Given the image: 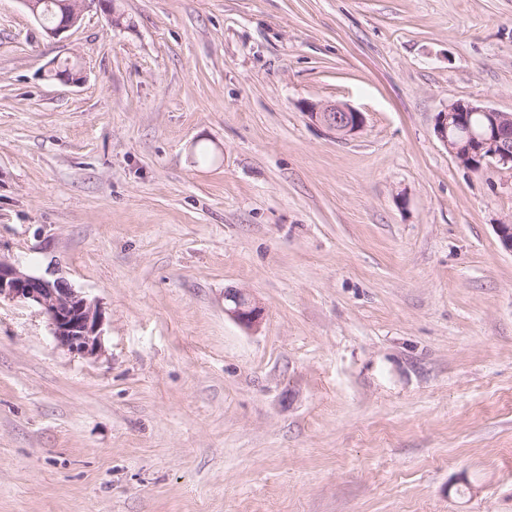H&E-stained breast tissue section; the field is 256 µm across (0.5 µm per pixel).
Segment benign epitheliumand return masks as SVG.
<instances>
[{
	"label": "benign epithelium",
	"mask_w": 512,
	"mask_h": 512,
	"mask_svg": "<svg viewBox=\"0 0 512 512\" xmlns=\"http://www.w3.org/2000/svg\"><path fill=\"white\" fill-rule=\"evenodd\" d=\"M67 16L55 27H44L56 38L78 25L84 11L94 5L109 19L114 10L109 0H68ZM308 115L338 136L358 132L363 116L336 104L306 106ZM435 131L448 152L463 167L478 171L488 165L512 169V113L500 112L479 102L458 101L439 113ZM19 299L39 308L58 344L73 354L93 357L101 352L102 312L82 293L63 280L53 282L27 274L0 260V300ZM224 312L245 326L258 322L261 308L250 295L224 290Z\"/></svg>",
	"instance_id": "1"
}]
</instances>
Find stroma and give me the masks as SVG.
Masks as SVG:
<instances>
[{"label": "stroma", "instance_id": "obj_1", "mask_svg": "<svg viewBox=\"0 0 512 512\" xmlns=\"http://www.w3.org/2000/svg\"><path fill=\"white\" fill-rule=\"evenodd\" d=\"M114 6L0 0V259L103 315L0 302V512H512V169L435 133L512 113V0ZM41 11L43 20L49 26L59 24L65 16V2H67V16L63 22L55 27L43 25L41 15L38 12L37 0H19L22 6L40 23L49 37L56 38L78 25L84 11L96 5L110 20L114 21V10L107 0H42ZM306 111L316 122L341 137L352 135L363 126L362 114L342 105L308 104ZM19 299L39 308L58 344L83 357L102 349V312L64 280L53 282L22 272L0 259V301ZM224 311L245 326H252L261 316V308L250 295L230 288L224 291ZM227 306V307H226Z\"/></svg>", "mask_w": 512, "mask_h": 512}]
</instances>
